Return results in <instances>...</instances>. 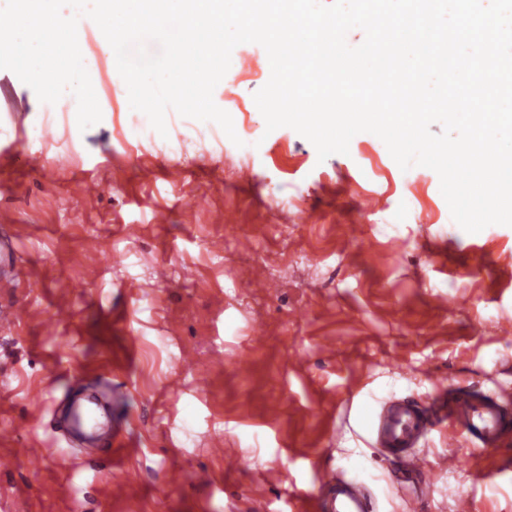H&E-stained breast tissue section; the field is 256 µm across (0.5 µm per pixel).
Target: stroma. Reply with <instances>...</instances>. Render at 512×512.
<instances>
[{"label":"stroma","mask_w":512,"mask_h":512,"mask_svg":"<svg viewBox=\"0 0 512 512\" xmlns=\"http://www.w3.org/2000/svg\"><path fill=\"white\" fill-rule=\"evenodd\" d=\"M102 119L47 126L0 69V512H314L319 471L361 484L372 512H512V436L472 450L435 427L416 449L436 489L400 471L370 431L382 406L436 387L512 394V226L456 224L437 173L401 170L374 134L318 161L289 127L267 131L254 95L271 68L234 48L240 144L129 121L124 84L93 27ZM102 185L86 196L83 182ZM220 183L211 204L183 191ZM305 195L311 222L274 194ZM106 401L124 449L112 476L54 425L71 398Z\"/></svg>","instance_id":"35a3bbf8"}]
</instances>
